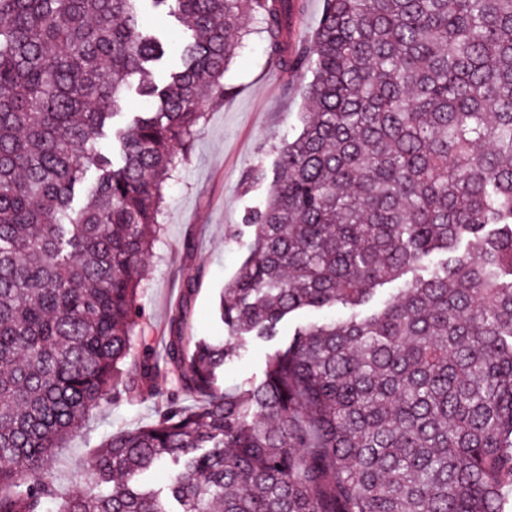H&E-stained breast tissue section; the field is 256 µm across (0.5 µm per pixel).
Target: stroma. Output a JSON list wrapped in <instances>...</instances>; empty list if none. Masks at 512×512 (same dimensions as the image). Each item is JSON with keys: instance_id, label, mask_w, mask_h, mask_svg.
Segmentation results:
<instances>
[{"instance_id": "1", "label": "stroma", "mask_w": 512, "mask_h": 512, "mask_svg": "<svg viewBox=\"0 0 512 512\" xmlns=\"http://www.w3.org/2000/svg\"><path fill=\"white\" fill-rule=\"evenodd\" d=\"M140 21L144 31L164 47L153 69L155 79L164 80L178 66L180 45L189 34L171 7H154L152 0H142ZM311 78L305 71L285 79L269 65L261 36L255 32L224 74L233 95L219 106L202 98L206 121L191 149L176 155L178 175L165 189L163 229L146 266V286L138 297L146 338L161 335L181 299L184 283L196 275L201 281L191 299L187 332L197 338L224 335L218 312L220 295L248 254L252 229L245 214L266 197L280 147L300 131L303 88ZM257 166L264 168L266 181L244 188V175ZM189 238L196 242L191 252L184 248ZM313 319V314H300L281 323L274 341L249 343L225 364L221 385L260 382L268 353L287 342L297 326ZM154 418L151 398L124 396L101 402L58 450L45 478L59 496H69L79 488L92 452L104 439L119 430L148 425Z\"/></svg>"}]
</instances>
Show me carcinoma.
Instances as JSON below:
<instances>
[{
	"mask_svg": "<svg viewBox=\"0 0 512 512\" xmlns=\"http://www.w3.org/2000/svg\"><path fill=\"white\" fill-rule=\"evenodd\" d=\"M175 4L191 37L158 83L140 0H0V512H503L512 0H323L309 42L294 36L302 0ZM246 17L270 64L312 71L302 129L246 214L254 238L219 304L227 339L183 334L189 280L163 356L136 352L175 150L205 121L202 89L229 94ZM133 79L144 107L115 163L97 139ZM434 254L371 314L298 326L260 383L219 385L247 339L367 305ZM137 390L161 398L154 422L112 433L58 501L42 476L58 448ZM162 467L166 492L143 483Z\"/></svg>",
	"mask_w": 512,
	"mask_h": 512,
	"instance_id": "cac0c4a2",
	"label": "carcinoma"
}]
</instances>
